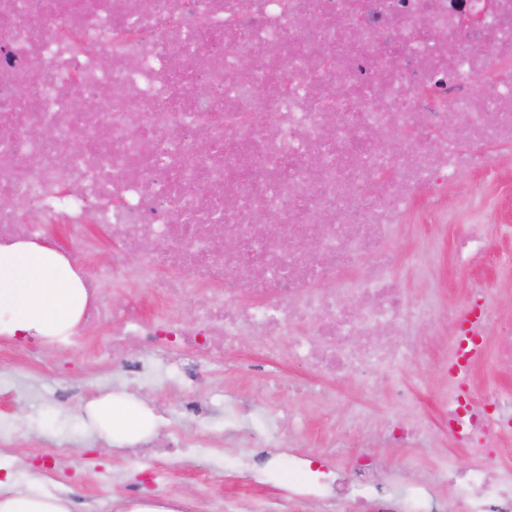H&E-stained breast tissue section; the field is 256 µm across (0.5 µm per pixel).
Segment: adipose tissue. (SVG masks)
<instances>
[{
	"label": "adipose tissue",
	"instance_id": "adipose-tissue-1",
	"mask_svg": "<svg viewBox=\"0 0 512 512\" xmlns=\"http://www.w3.org/2000/svg\"><path fill=\"white\" fill-rule=\"evenodd\" d=\"M86 298L81 278L56 249L31 240L0 245V335L68 336L80 322ZM86 414L110 446L140 440L152 424L144 402L107 391Z\"/></svg>",
	"mask_w": 512,
	"mask_h": 512
}]
</instances>
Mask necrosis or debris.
<instances>
[{
    "label": "necrosis or debris",
    "mask_w": 512,
    "mask_h": 512,
    "mask_svg": "<svg viewBox=\"0 0 512 512\" xmlns=\"http://www.w3.org/2000/svg\"><path fill=\"white\" fill-rule=\"evenodd\" d=\"M72 27L80 43L61 38ZM0 47V244L51 224L73 256L100 251L92 224L138 244L136 261L85 274L80 328L56 348L103 331L165 367L253 334L259 366L299 362L325 395L347 382L404 398L406 338L431 314L401 295L393 244L412 215L447 223L453 188L512 159V0H0ZM377 125L396 155L370 139ZM486 253L477 218L456 252L476 274L469 301L431 315L452 325L440 372L473 336L512 375ZM103 277L146 285L154 315L112 304ZM447 403L456 447H512L511 389L454 386ZM443 478L464 512H512V472L475 461ZM386 489L366 466L331 494L297 476L262 512H434L421 482Z\"/></svg>",
    "instance_id": "obj_1"
}]
</instances>
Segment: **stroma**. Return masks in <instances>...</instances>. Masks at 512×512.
<instances>
[{"label": "stroma", "mask_w": 512, "mask_h": 512, "mask_svg": "<svg viewBox=\"0 0 512 512\" xmlns=\"http://www.w3.org/2000/svg\"><path fill=\"white\" fill-rule=\"evenodd\" d=\"M467 195V185L456 189L450 205L453 223L408 224L403 228L395 248L413 265L398 269L396 275L409 304L420 305L434 297L456 310L463 305L472 272L455 265L452 252L461 227L470 219ZM483 220L490 240L485 267L495 284L490 296L507 306L512 304V261L502 258L500 250L512 242V169L500 173L483 208ZM256 348L255 337H240L223 362L183 361L173 369L172 384L162 389L148 388L142 395L149 406L155 407L156 421L190 419L198 424L197 435L223 441L224 483L228 488L253 498L270 499L287 483L284 468L288 461L300 462L311 481L325 486L336 478L352 477L360 464L367 463L421 480L431 486L439 512H460L454 488L437 482L441 468L449 465L462 469L478 457L512 467V454L501 455L495 442L471 452L448 445V417L441 397L445 380L433 356L420 352L413 354L398 373L410 393L408 402L394 400L385 388L365 394L357 386L346 384L335 406L324 409L313 398L319 389L314 383L310 386L311 397L281 401L285 414L303 422V430L286 437L282 447H256L249 432L262 428L260 419L236 425L224 418V407L232 398L258 407L269 401L257 377L236 370L237 363L252 357ZM85 368L83 351L62 353L49 348L37 357L36 369L30 374L39 397L22 401L0 396V425L17 431L14 448L0 456V483L14 491L47 495L49 476H60L62 468L50 449L65 443L81 461L59 488L60 497L71 500L72 512H92V501L102 496L115 501L112 512H124L119 502L127 498L132 485L138 487L139 499L152 503L198 497L204 490L200 474L209 466V459L174 455L161 462L149 457L134 460L123 448L105 447L85 414ZM190 399L199 401L197 410H186ZM358 416L368 420L369 432L343 430L342 444L324 447L327 427L343 425ZM413 417L428 426L426 441L415 448L397 447L388 440V432Z\"/></svg>", "instance_id": "35a3bbf8"}]
</instances>
